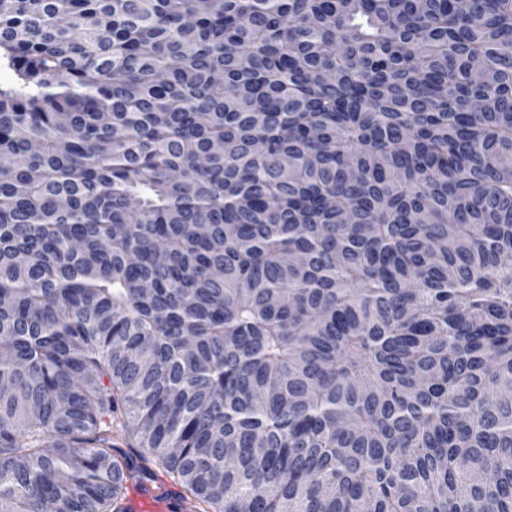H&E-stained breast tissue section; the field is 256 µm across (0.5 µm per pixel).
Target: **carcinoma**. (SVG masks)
<instances>
[{
  "label": "carcinoma",
  "instance_id": "1",
  "mask_svg": "<svg viewBox=\"0 0 512 512\" xmlns=\"http://www.w3.org/2000/svg\"><path fill=\"white\" fill-rule=\"evenodd\" d=\"M2 67L0 512H512V0H0ZM177 488L167 482L146 483L128 488L124 500L127 512H184Z\"/></svg>",
  "mask_w": 512,
  "mask_h": 512
}]
</instances>
